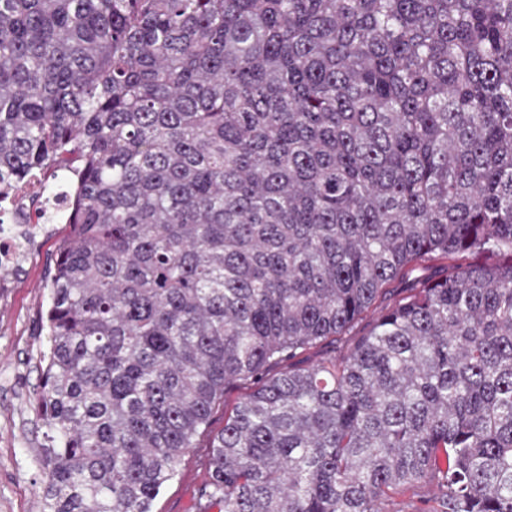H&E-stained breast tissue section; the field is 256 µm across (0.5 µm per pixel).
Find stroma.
Instances as JSON below:
<instances>
[{
	"instance_id": "35a3bbf8",
	"label": "stroma",
	"mask_w": 512,
	"mask_h": 512,
	"mask_svg": "<svg viewBox=\"0 0 512 512\" xmlns=\"http://www.w3.org/2000/svg\"><path fill=\"white\" fill-rule=\"evenodd\" d=\"M70 230L67 224H51L33 238L26 262L8 275L9 286L0 292V512L40 509L43 475L34 457L43 436L29 403L39 383V329L48 304L47 285ZM373 318V313L364 314L345 335L305 351L299 364L341 359L368 332ZM206 480L204 449H189L152 512H196L195 499Z\"/></svg>"
}]
</instances>
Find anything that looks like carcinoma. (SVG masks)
<instances>
[{
	"mask_svg": "<svg viewBox=\"0 0 512 512\" xmlns=\"http://www.w3.org/2000/svg\"><path fill=\"white\" fill-rule=\"evenodd\" d=\"M49 172L42 512H151L244 380L199 512H512V0H0V204ZM407 280L399 279L392 282L385 289L380 301L377 303V308L370 310L364 314L363 318L348 331L345 336H340L335 339L328 340L321 345L313 347L305 351L296 361L302 366H311L321 362H326L331 359H341L352 348L355 342L371 327L372 320L378 313L386 308L395 305L402 298L408 295ZM252 391V384L245 382H238L231 385L224 396V403L220 404L212 417L210 431L212 433L219 432L224 427V415L227 417L231 414L236 403L245 395ZM437 488L428 481L417 483L404 493L394 494L387 502L388 512H428L424 509L437 508Z\"/></svg>",
	"mask_w": 512,
	"mask_h": 512,
	"instance_id": "1",
	"label": "carcinoma"
}]
</instances>
